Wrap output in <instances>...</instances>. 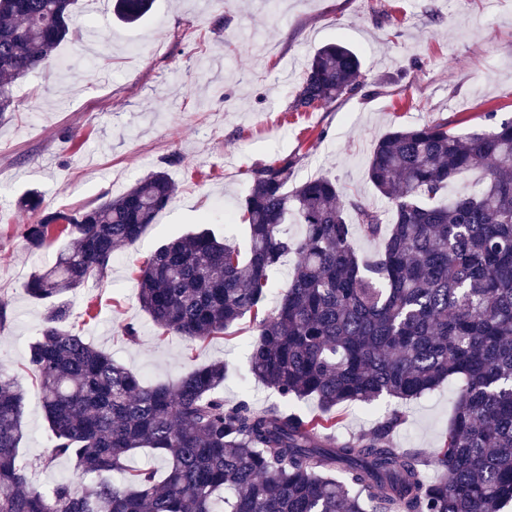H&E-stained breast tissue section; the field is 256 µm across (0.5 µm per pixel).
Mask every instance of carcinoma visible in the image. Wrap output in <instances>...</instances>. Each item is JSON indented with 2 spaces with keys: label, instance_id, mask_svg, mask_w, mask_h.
I'll return each mask as SVG.
<instances>
[{
  "label": "carcinoma",
  "instance_id": "1",
  "mask_svg": "<svg viewBox=\"0 0 512 512\" xmlns=\"http://www.w3.org/2000/svg\"><path fill=\"white\" fill-rule=\"evenodd\" d=\"M76 4L0 0V121L15 108L16 81L73 33ZM152 4L113 0V14L133 24ZM361 68L345 43L321 46L289 110L358 94ZM178 162L167 155L120 195L80 210L27 199L38 213L24 225L29 249L73 238L25 285L47 308L26 361L52 434L48 462L72 459L97 482L29 486L18 455L23 380L0 364V512H502L512 502V119L464 136L437 120L386 132L367 175L387 212L341 200L325 175L288 187L294 157L264 164L242 204L246 250L199 227L147 256L137 296L162 333L193 344L250 318V371L281 398L261 410L224 402L222 362L152 384L66 327L63 295L98 280L118 248L141 240L175 197L167 167ZM477 167L478 186L435 203ZM356 232L380 249L358 252ZM288 255L293 273L267 311L271 275ZM447 380L458 383L457 398L438 450L393 445L404 419L397 408L365 438H336L340 405L406 402ZM308 399L317 411L294 408ZM141 448L161 458L162 480L129 470Z\"/></svg>",
  "mask_w": 512,
  "mask_h": 512
}]
</instances>
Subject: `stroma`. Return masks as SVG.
Returning a JSON list of instances; mask_svg holds the SVG:
<instances>
[{"label": "stroma", "instance_id": "35a3bbf8", "mask_svg": "<svg viewBox=\"0 0 512 512\" xmlns=\"http://www.w3.org/2000/svg\"><path fill=\"white\" fill-rule=\"evenodd\" d=\"M156 0L152 13L129 26L112 15V0L89 10L79 0L75 36L51 62L14 87L16 110L0 123V300L13 318L0 329V365L26 372L25 352L46 308L25 292L31 273L53 264L68 238L30 252L22 238L33 214L21 200L38 192L45 205L79 209L115 196L181 156L168 173L177 187L142 239L116 251L104 278L70 295L83 336L126 368L152 381H172L193 366L224 362V398L249 391L255 408L278 395L250 373L251 323L227 336L188 345L164 335L136 299V268L164 239L198 225L245 245L240 220L213 218L215 199L238 212L253 170L297 157L290 179L327 175L344 193L358 192L375 208L387 202L367 178L377 140L397 126L447 121L464 135L490 119L512 118V0ZM224 15L223 30L212 28ZM343 39L362 57L364 88L315 112L288 105L308 58ZM93 320L83 321L85 309ZM133 324L137 341L121 334ZM19 456L34 487L62 479L92 486L71 461L48 462L51 433L37 384L26 380ZM455 384L402 404L405 422L391 440L398 448H439L453 412ZM392 404L350 403L340 409L336 435L368 434Z\"/></svg>", "mask_w": 512, "mask_h": 512}]
</instances>
